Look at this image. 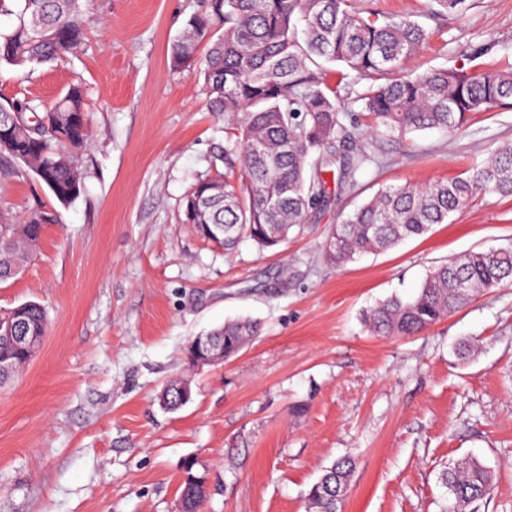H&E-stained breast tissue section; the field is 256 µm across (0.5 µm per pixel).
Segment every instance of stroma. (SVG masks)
Returning a JSON list of instances; mask_svg holds the SVG:
<instances>
[{
	"instance_id": "stroma-1",
	"label": "stroma",
	"mask_w": 512,
	"mask_h": 512,
	"mask_svg": "<svg viewBox=\"0 0 512 512\" xmlns=\"http://www.w3.org/2000/svg\"><path fill=\"white\" fill-rule=\"evenodd\" d=\"M354 3L412 14L429 32L410 69L512 66V0H472L462 18L427 0ZM85 8L73 54L0 69V100L47 106L78 83L89 119L71 203L21 164L0 178L1 219L53 217L24 273L0 284V310L35 301L48 313L39 352L0 387V512H178L189 471L207 481L203 512H306L310 486L344 457L357 464L344 512H445L441 472L469 457L497 477L480 512H512V287L411 336L362 321L390 295L414 296L449 257L512 245V198H478L341 267L323 252L330 226L378 189L463 175L512 142V108L398 140L346 106L345 126L379 165L357 173L355 193L330 184V206L287 244L245 239L228 255L184 221L191 185L224 170V120L202 78L170 68L199 0ZM238 317L259 335L222 364L188 365L190 339ZM180 374L192 399L170 411L159 397Z\"/></svg>"
}]
</instances>
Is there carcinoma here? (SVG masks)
Masks as SVG:
<instances>
[{
    "mask_svg": "<svg viewBox=\"0 0 512 512\" xmlns=\"http://www.w3.org/2000/svg\"><path fill=\"white\" fill-rule=\"evenodd\" d=\"M16 23L0 32V66L34 69L74 52L86 20L83 0H13ZM435 12L458 16L467 0H429ZM427 40L410 15L362 14L353 0H201L171 50L175 69L196 65L207 103L224 115L225 171L196 183L184 200L185 222L208 241L224 228L217 245L234 249L243 238L269 249L288 241L330 201L326 175L340 168L343 188H357L356 174L376 157L348 143L341 111L361 103L384 133L404 139L437 128L450 134L477 112L512 104V70L471 73L463 68L407 72L408 61ZM206 55L197 57L200 45ZM338 65L336 82L326 79ZM361 89H355L360 82ZM87 141L82 85H71L43 115L29 102L0 104V158L30 169L62 204L76 199L83 177L61 145ZM480 194L512 197V142L495 148L465 176L424 184L386 187L332 227L323 245L328 263L390 249L446 224ZM35 212L21 224L0 221V283L20 274L39 249L43 224ZM465 283L468 289L460 288ZM512 285V247L470 251L432 267L412 299L396 294L363 313L377 336L417 334L465 307L477 296ZM23 323L30 336H45L47 314L28 301L0 316ZM260 332L251 319L227 321L208 335L224 343L229 358ZM15 371L34 357L0 336V357ZM183 376L164 387L168 407L189 402ZM354 461L343 458L324 470L306 495L307 512H342ZM453 512H475L496 488L494 471L477 460H461L442 473ZM189 512H202L207 492L186 469L180 486Z\"/></svg>",
    "mask_w": 512,
    "mask_h": 512,
    "instance_id": "cac0c4a2",
    "label": "carcinoma"
}]
</instances>
